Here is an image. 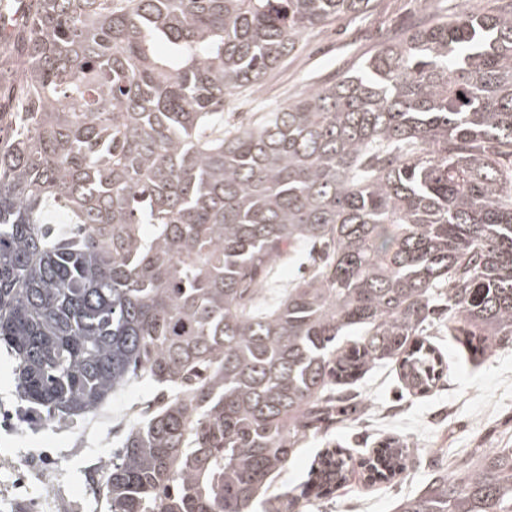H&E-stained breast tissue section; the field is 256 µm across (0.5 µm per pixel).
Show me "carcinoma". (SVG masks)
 I'll use <instances>...</instances> for the list:
<instances>
[{
  "label": "carcinoma",
  "instance_id": "cac0c4a2",
  "mask_svg": "<svg viewBox=\"0 0 512 512\" xmlns=\"http://www.w3.org/2000/svg\"><path fill=\"white\" fill-rule=\"evenodd\" d=\"M371 0H16L0 56V346L62 425L143 380L164 392L90 488L107 512H249L306 432L362 412L427 325L512 338V0L423 26L354 74L218 127L303 34ZM62 207L65 224L47 214ZM309 275L259 287L300 245ZM355 334L344 348L341 337ZM407 449L363 466L391 481ZM353 455L327 448L326 498ZM399 512H512V448L435 472Z\"/></svg>",
  "mask_w": 512,
  "mask_h": 512
}]
</instances>
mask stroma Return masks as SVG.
I'll return each instance as SVG.
<instances>
[{
	"label": "stroma",
	"instance_id": "obj_1",
	"mask_svg": "<svg viewBox=\"0 0 512 512\" xmlns=\"http://www.w3.org/2000/svg\"><path fill=\"white\" fill-rule=\"evenodd\" d=\"M495 0H374L365 16L340 19L306 32L298 51L286 56L261 88L235 94L227 120L246 123L325 82L354 73L384 44L408 30L465 10L487 12ZM431 345L439 349L443 376L427 393L405 388L395 364L374 368L356 384L365 410L354 422L312 433L274 479L266 497L250 506L264 512L265 500L303 485L321 451L350 449L355 459L372 456L390 439L406 446L404 472L391 482L368 483L357 470L332 497L299 502L288 512H398L407 497L427 484L433 470L482 448L512 447V342L490 344L471 359L447 327L433 324ZM148 382L113 396L96 416L68 426L45 427L25 418L26 405L15 393L13 360L0 349V512H105L89 487L90 472L119 452L114 422L137 421L144 403L155 399ZM56 486L53 499L39 493L41 477Z\"/></svg>",
	"mask_w": 512,
	"mask_h": 512
}]
</instances>
